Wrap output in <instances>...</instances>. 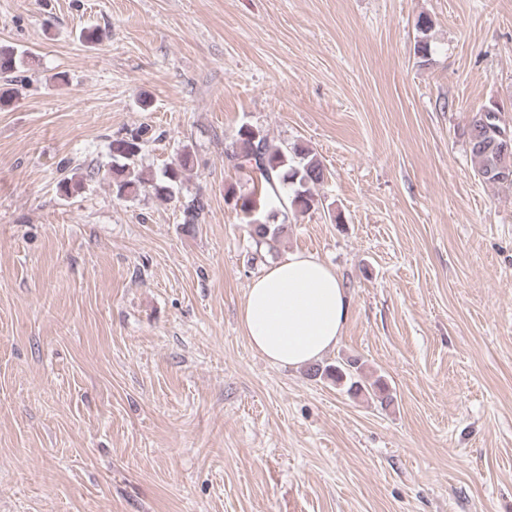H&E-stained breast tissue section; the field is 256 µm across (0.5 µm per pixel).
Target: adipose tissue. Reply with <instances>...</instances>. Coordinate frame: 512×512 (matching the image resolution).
Returning <instances> with one entry per match:
<instances>
[{"label": "adipose tissue", "mask_w": 512, "mask_h": 512, "mask_svg": "<svg viewBox=\"0 0 512 512\" xmlns=\"http://www.w3.org/2000/svg\"><path fill=\"white\" fill-rule=\"evenodd\" d=\"M350 298L336 270L308 252L267 266L247 289L240 323L251 347L291 368L313 365L336 347Z\"/></svg>", "instance_id": "obj_1"}]
</instances>
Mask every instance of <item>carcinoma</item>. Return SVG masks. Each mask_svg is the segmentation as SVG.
<instances>
[{
	"instance_id": "carcinoma-1",
	"label": "carcinoma",
	"mask_w": 512,
	"mask_h": 512,
	"mask_svg": "<svg viewBox=\"0 0 512 512\" xmlns=\"http://www.w3.org/2000/svg\"><path fill=\"white\" fill-rule=\"evenodd\" d=\"M416 27L420 36L414 46L415 55L426 61L430 52L427 32L432 28V21L421 16ZM28 64V53L0 45V74L3 75L0 107L9 105L14 98L16 91L12 85L26 80ZM489 109L491 119L488 123H483L480 113L471 120L467 132L469 151L477 161L478 173L485 183L511 188L512 179L491 173L497 165L512 173V159L496 160L486 125L511 134L512 128L502 122L500 107L491 104ZM148 133V127L144 126L126 137L112 140L110 144L112 191L119 198L134 197L149 186L156 196L171 200L179 194L183 173L194 166L193 155L185 149L174 163L164 169L158 181L146 184L138 160ZM225 157L235 168L246 169L251 174L252 189L249 193L238 194L231 186L227 188L225 198L234 201V207L242 212L252 234L258 239L276 241L286 228V222H277L278 211L275 209L264 216L257 215L260 199L276 200L281 205L287 202L294 212L301 214L319 207L315 189L324 181L325 172L321 162L308 148L299 145L285 147L270 139L261 129L243 124L225 149ZM206 208L207 200L201 194L181 202L182 225L189 231L193 230L201 223ZM359 369L358 359L350 358L336 365L312 366L308 375L329 378L336 385L345 387L349 394L365 392L380 404L390 405L393 398L387 384L380 378L371 382L361 378Z\"/></svg>"
}]
</instances>
